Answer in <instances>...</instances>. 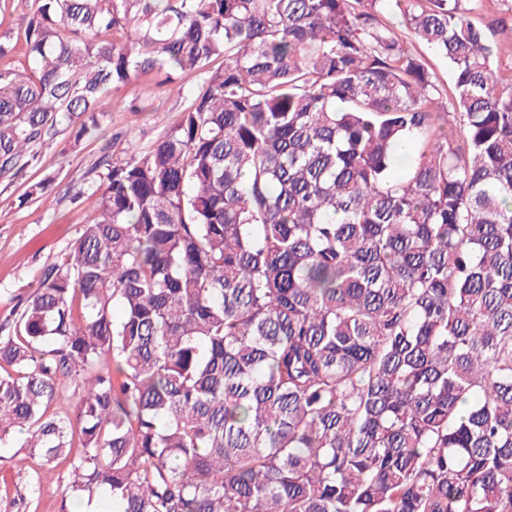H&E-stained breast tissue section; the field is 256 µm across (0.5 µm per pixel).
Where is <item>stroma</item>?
<instances>
[{
    "instance_id": "1",
    "label": "stroma",
    "mask_w": 512,
    "mask_h": 512,
    "mask_svg": "<svg viewBox=\"0 0 512 512\" xmlns=\"http://www.w3.org/2000/svg\"><path fill=\"white\" fill-rule=\"evenodd\" d=\"M200 78L183 74V95L156 85L153 75L132 79L107 99L100 118L99 137L70 142L59 136L43 151L40 170L12 181L0 179V314L5 313L35 289L44 268L65 253L84 224L98 215L95 199L72 202L76 190H92L99 182L96 164L103 151L114 162L129 159L128 139L146 146L163 135L179 118ZM56 179L52 207L32 201L17 208L13 201L29 182L42 176ZM30 460L14 449L0 447V512H55L64 485L57 473L42 476L40 496L28 497L18 471Z\"/></svg>"
}]
</instances>
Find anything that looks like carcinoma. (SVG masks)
I'll return each instance as SVG.
<instances>
[{
  "mask_svg": "<svg viewBox=\"0 0 512 512\" xmlns=\"http://www.w3.org/2000/svg\"><path fill=\"white\" fill-rule=\"evenodd\" d=\"M480 2L29 0L1 179L201 78L0 318V442L64 470L55 512H512V18ZM382 20L396 28L398 34L402 37L408 49L416 53H422L425 56L433 72L435 73L437 81L446 88L450 81V74L448 71L447 63L426 53L424 47L413 38L410 30L404 27L402 24V16L399 13H384Z\"/></svg>",
  "mask_w": 512,
  "mask_h": 512,
  "instance_id": "carcinoma-1",
  "label": "carcinoma"
}]
</instances>
